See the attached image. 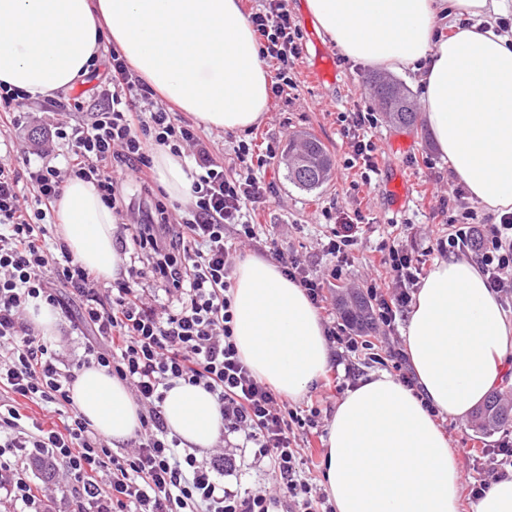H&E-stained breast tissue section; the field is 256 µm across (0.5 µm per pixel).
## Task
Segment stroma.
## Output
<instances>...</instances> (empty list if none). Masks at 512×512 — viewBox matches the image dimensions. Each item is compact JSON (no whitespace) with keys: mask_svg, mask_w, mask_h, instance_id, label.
<instances>
[{"mask_svg":"<svg viewBox=\"0 0 512 512\" xmlns=\"http://www.w3.org/2000/svg\"><path fill=\"white\" fill-rule=\"evenodd\" d=\"M286 7L303 34L296 87L288 98L270 99L264 122L252 130L257 150L270 145L278 153L266 174L271 193L255 217L276 239L277 250L296 255L312 272L323 273L326 261L318 246L324 231L323 211L359 210L366 224L354 251L355 259L344 265L340 280L329 290L330 296L349 299L363 296L370 283L382 287L389 284L390 276L380 262L382 245L399 240L407 251L427 253V261L432 264L439 258L433 247L437 239L447 237L452 212L469 207L476 211L479 223H498V212L470 197L426 126L404 129L392 125L368 91L376 67L345 58L325 34L319 33L305 0H286ZM319 46L331 57L336 82L321 81L309 73ZM354 107L371 110L378 119L369 134L376 147L379 172L368 184L361 180L359 168H347L353 142L343 135L336 120L339 112ZM294 134L315 136L328 149L331 177L319 189L302 190L287 177L281 155ZM401 225L407 228L402 236L397 233ZM441 426L461 474L476 480L487 478L490 460L483 451L503 437V430L482 432L471 416L447 417Z\"/></svg>","mask_w":512,"mask_h":512,"instance_id":"1","label":"stroma"}]
</instances>
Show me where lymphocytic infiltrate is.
<instances>
[{"instance_id": "obj_1", "label": "lymphocytic infiltrate", "mask_w": 512, "mask_h": 512, "mask_svg": "<svg viewBox=\"0 0 512 512\" xmlns=\"http://www.w3.org/2000/svg\"><path fill=\"white\" fill-rule=\"evenodd\" d=\"M247 19L260 57L273 69L270 93L286 97L296 86L295 69L302 33L284 0H262ZM105 102L90 122H55L32 153L36 163L24 173L0 164V489L28 512H46L57 484H64L79 512H334L325 494L302 471L299 451L317 428V409L303 411L243 363L233 336L231 274L243 247L261 237L252 215L265 201V175L274 148L257 154L239 141L232 165H224L211 141L177 113L167 111L154 91L113 52L110 72L99 90ZM64 145L62 163L54 149ZM156 147L193 163L190 202L171 205L154 197L156 220L131 227L132 247L122 259L124 275L103 286L55 237L46 218L65 183L74 177L94 181L113 215L127 211L122 186L127 178L147 183ZM466 209L448 219L443 253L474 252L488 288L512 299V212L498 223L480 224ZM360 212H340L325 234L322 253L331 265L320 276L294 256L281 257L282 274L304 289L323 313L331 369L355 379L351 356L373 349L348 320L340 319L326 290L340 279L360 235ZM382 264L393 287H366L372 321L390 335L408 310L426 264L400 245L382 249ZM43 298L60 309L73 327L89 336L82 361L108 368L130 386L141 406V426L129 448L114 452L73 406V372L27 321L30 300ZM212 393L224 419L225 435L241 439L257 461L267 462L278 493H240L224 479L236 471L234 458L221 454L206 463L180 451V440L163 420L162 403L177 383ZM58 414L63 429L25 421L19 400ZM50 460L56 472L34 488L29 466Z\"/></svg>"}]
</instances>
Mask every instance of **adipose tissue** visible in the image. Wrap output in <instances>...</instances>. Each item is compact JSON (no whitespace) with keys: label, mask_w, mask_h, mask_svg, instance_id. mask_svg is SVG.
Segmentation results:
<instances>
[{"label":"adipose tissue","mask_w":512,"mask_h":512,"mask_svg":"<svg viewBox=\"0 0 512 512\" xmlns=\"http://www.w3.org/2000/svg\"><path fill=\"white\" fill-rule=\"evenodd\" d=\"M343 56L411 69L423 120L451 170L487 208L512 211V34L497 17L512 0H306ZM451 19L444 34L442 19ZM181 111L208 128L244 131L265 118L270 74L239 0H0V85L41 100L87 76L103 43ZM172 201L187 198L185 158L152 155ZM57 232L98 277H117L116 219L89 182L71 179L53 204ZM234 336L253 374L291 400L330 365L324 326L305 291L271 260L233 273ZM415 380L371 374L328 426L325 481L335 512H458L461 476L440 418L481 403L512 352V321L465 258L436 261L403 329ZM71 396L91 428L122 444L140 427L126 384L100 366L76 370ZM182 447L206 451L223 430L214 396L179 383L162 404Z\"/></svg>","instance_id":"ef3b65f1"}]
</instances>
